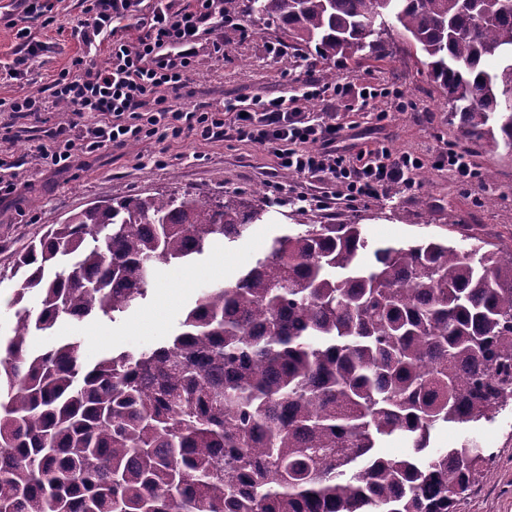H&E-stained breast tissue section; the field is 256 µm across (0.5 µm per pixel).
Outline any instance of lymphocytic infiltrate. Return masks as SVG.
I'll return each mask as SVG.
<instances>
[{"label":"lymphocytic infiltrate","mask_w":512,"mask_h":512,"mask_svg":"<svg viewBox=\"0 0 512 512\" xmlns=\"http://www.w3.org/2000/svg\"><path fill=\"white\" fill-rule=\"evenodd\" d=\"M22 13L25 25L17 36L26 53L6 70L15 80L23 79L28 62L41 50L29 39V23L52 22L38 0H28ZM89 13L90 21L78 36L86 49L107 47V66L88 67L83 58H76L53 79L47 96L26 95L8 105L13 118L37 122L48 105L69 104L71 120L51 128L48 143L37 151L45 170L61 173L78 154L121 150L147 139L164 141L185 134L221 139L224 115L231 112L237 137L270 151L277 171L327 177L337 198L348 203L375 199L390 189L416 188V176L425 166L418 154L394 153L380 143L347 153L340 148L347 136L343 124L306 115V102L328 92L314 79H307L297 99L258 95L248 103L227 101L210 112L191 106L189 81L202 33H213L211 48L219 54L224 50L222 30L235 23L224 13V0H188L182 6L161 0L146 14L139 0H93ZM125 19L136 21L141 30L136 42L116 35L117 22ZM89 112L95 114L94 122H85Z\"/></svg>","instance_id":"f902f5d3"}]
</instances>
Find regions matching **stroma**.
<instances>
[{
	"label": "stroma",
	"mask_w": 512,
	"mask_h": 512,
	"mask_svg": "<svg viewBox=\"0 0 512 512\" xmlns=\"http://www.w3.org/2000/svg\"><path fill=\"white\" fill-rule=\"evenodd\" d=\"M43 2L51 6L54 22L31 30L32 40L41 43L43 50L23 80H0L2 100L45 94L54 76L83 53L75 32L88 16L90 0ZM239 30L234 52L216 56L209 46H202L191 76L192 103L212 110L228 97L297 94L307 73L323 84H345L349 92L344 99L314 100L308 106L310 115L354 124V137L345 143L351 152L379 141L397 152L424 153L425 167L416 191L392 190L352 206L338 203L314 209L299 206L297 200L321 192L323 181L283 174L279 180L289 202L280 204L272 199L268 188L274 157L238 138L230 113L224 116V140L208 142L191 136L161 143L146 140L118 151L78 156L68 171L53 174L38 166L36 149L44 142L46 130L60 122L61 112L49 109L38 123L15 120L0 112V151L14 155L21 163L19 192L0 203V332H10L18 311L13 303L20 283L15 273L17 253L40 237L45 225L100 201L118 202L158 193L187 192L201 198L236 193L248 202H260L265 211L237 241L178 269L156 272L147 298L115 321L65 323L53 335L31 339L32 346L45 347L77 337L88 363L109 352L145 349L173 335L202 289L235 280L293 223L358 224L376 245L431 238L466 249L473 235L512 250V160L490 153L472 160L476 168L495 174L499 200L491 207L483 206V191L453 180L447 169L436 166L437 155L453 144L456 129L448 122L443 93L421 74L415 57L401 50L390 62L358 65L339 59L315 66L302 46L285 43L276 26L244 17ZM272 43L282 44L281 54H269ZM370 84L400 87L408 108L390 113L384 120L376 113L358 111V93ZM467 439L486 448L493 458L475 490L458 503L457 512H512V405L476 424L438 428L431 434L430 445L453 448Z\"/></svg>",
	"instance_id": "1"
}]
</instances>
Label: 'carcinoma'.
<instances>
[{"mask_svg": "<svg viewBox=\"0 0 512 512\" xmlns=\"http://www.w3.org/2000/svg\"><path fill=\"white\" fill-rule=\"evenodd\" d=\"M399 35L445 94L458 148L512 158V0H224L316 62L390 57ZM261 217L225 195L70 214L18 256L28 297L0 337V512H455L488 458L430 447L512 401V251L374 249L359 224H298L203 289L172 340L88 365L60 323L115 319L155 271ZM412 452L386 457L383 437Z\"/></svg>", "mask_w": 512, "mask_h": 512, "instance_id": "cac0c4a2", "label": "carcinoma"}]
</instances>
